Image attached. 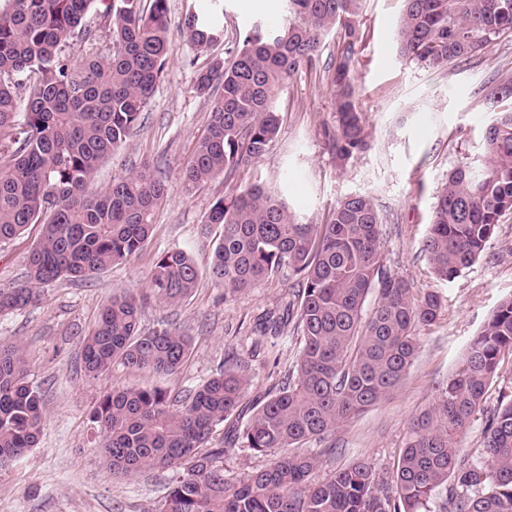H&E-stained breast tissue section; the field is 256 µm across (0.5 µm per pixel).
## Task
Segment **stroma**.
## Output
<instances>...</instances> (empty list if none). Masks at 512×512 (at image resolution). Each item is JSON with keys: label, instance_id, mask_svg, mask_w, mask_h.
Here are the masks:
<instances>
[{"label": "stroma", "instance_id": "35a3bbf8", "mask_svg": "<svg viewBox=\"0 0 512 512\" xmlns=\"http://www.w3.org/2000/svg\"><path fill=\"white\" fill-rule=\"evenodd\" d=\"M206 3L168 0L171 54L165 74L140 126L95 180L103 190L114 177L143 163L162 168L172 193L155 213L148 247L94 279L41 286L31 305L0 313V347L25 345L44 412L37 447L0 464V512H158L180 471L114 474L101 457L92 420L101 392L154 385L182 396L233 354L250 370L241 403L246 413L293 370L301 343L292 328L277 336L254 331L258 318L279 312L291 298L292 273L281 271L258 288L233 295L217 288L207 274L222 228L205 226L204 219L218 198L263 185L277 190L300 222L318 224L342 198L372 195L384 216L380 241L386 268L406 281L415 296L435 293L443 300L438 318L418 327L416 357L390 396L324 440L303 445V452L320 459L311 475L316 483L358 460L371 464L381 483H388L411 419L434 404L438 384L457 367L500 301L512 295V213L501 218L483 254L452 281L435 276L423 251L435 195L449 168L484 155L483 130L495 115L484 108L480 89L491 75L512 71V37L437 70L399 55L392 34L402 0H364L360 25L365 35L356 49L353 83L371 149L337 166L321 134L322 123L333 120L328 83L319 72L303 69L275 101L281 132L269 152L232 182L219 176L185 191L180 171L206 133L210 116L208 99L194 87L197 70L210 56H223L253 24L271 16L288 18V0H220L224 36L206 55L189 43L182 28L185 15ZM40 233V225L33 224L0 246V288L26 283V257ZM171 247L189 248L202 277L189 298L163 306L145 289L155 252ZM129 290L145 295L141 330L177 329L189 337L191 354L169 376L115 366L99 378H86L81 340L112 297ZM225 432L217 427L211 445L223 449L229 481L246 480L272 462V455H257L239 444L225 447Z\"/></svg>", "mask_w": 512, "mask_h": 512}]
</instances>
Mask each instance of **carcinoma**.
<instances>
[{"label": "carcinoma", "instance_id": "obj_1", "mask_svg": "<svg viewBox=\"0 0 512 512\" xmlns=\"http://www.w3.org/2000/svg\"><path fill=\"white\" fill-rule=\"evenodd\" d=\"M288 2L286 25H252L227 49L229 59L216 57L197 71L195 89L211 102V121L182 168L184 188L221 174L229 179L269 152L281 130L276 94L299 70L316 66L333 30L341 51L322 71L335 121L323 125L322 136L341 165L371 148L352 80L362 0ZM167 14V0H152L148 9L142 0H11L0 12V244L42 226L27 256L28 284L0 288V313L30 305L37 284L90 279L149 242L155 212L171 193L158 169L144 164L113 178L104 193L94 184L98 167L141 123L163 76ZM97 24L108 28L113 53L74 63L68 49L93 38ZM183 25L202 52L224 35L215 12H191ZM505 35L512 36V0H403L395 43L405 59L438 69ZM481 96L492 110L512 100V76L492 79ZM483 142L481 174L461 162L448 169L435 197L424 252L448 282L479 258L500 218L512 212V112L485 129ZM205 223L223 227L209 272L217 287L246 291L285 268L297 276L282 315L259 324L265 334L294 323L302 342L296 374L233 433L255 454L292 452L244 481L224 478V449L209 440L238 415L250 382L248 365L232 355L181 397L158 386L100 395L93 422L113 472L182 470L159 512H431L434 502L438 512H512V398L484 408L502 358L512 356V296L439 386L435 405L412 420L391 491H380L364 461L313 483L318 460L298 448L389 396L415 358L416 328L438 317L441 298L414 297L385 268L382 218L368 194L341 199L322 224H301L276 192L254 185L218 199ZM199 277L187 250L168 248L155 258L148 288L155 301L172 305L192 294ZM141 308L132 292L104 307L81 342L85 376L96 379L114 364L159 375L180 369L189 338L172 329L141 333ZM479 413L485 430L476 463L459 453L458 438ZM42 423V396L29 380L24 348H0V463L36 447Z\"/></svg>", "mask_w": 512, "mask_h": 512}]
</instances>
